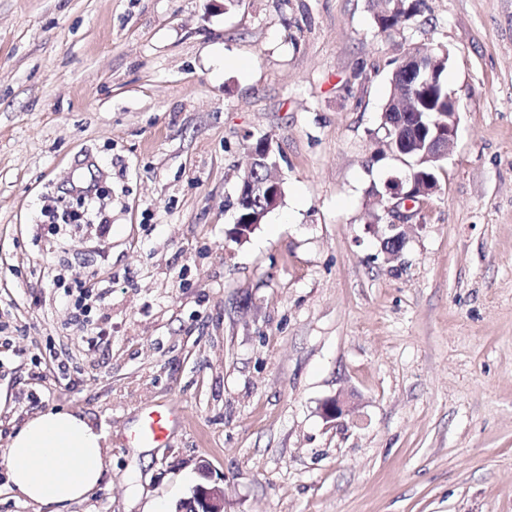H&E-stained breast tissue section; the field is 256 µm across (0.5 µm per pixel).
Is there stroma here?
Wrapping results in <instances>:
<instances>
[{"instance_id": "35a3bbf8", "label": "stroma", "mask_w": 512, "mask_h": 512, "mask_svg": "<svg viewBox=\"0 0 512 512\" xmlns=\"http://www.w3.org/2000/svg\"><path fill=\"white\" fill-rule=\"evenodd\" d=\"M410 47L447 51L460 122L389 261L366 226L408 171L380 116ZM264 135L283 196L239 242ZM90 160L111 234L62 238L109 284L96 345L36 232ZM0 336V450L48 409L109 434L84 501L31 504L0 463V512H175L205 482L224 512H512V0H424L391 34L369 0H0ZM167 400L166 445L124 447Z\"/></svg>"}]
</instances>
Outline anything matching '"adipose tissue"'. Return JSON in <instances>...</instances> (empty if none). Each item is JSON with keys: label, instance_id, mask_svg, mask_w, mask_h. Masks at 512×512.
<instances>
[{"label": "adipose tissue", "instance_id": "ef3b65f1", "mask_svg": "<svg viewBox=\"0 0 512 512\" xmlns=\"http://www.w3.org/2000/svg\"><path fill=\"white\" fill-rule=\"evenodd\" d=\"M107 434L82 413L48 410L28 418L6 444L11 488L40 505L82 501L99 483Z\"/></svg>", "mask_w": 512, "mask_h": 512}]
</instances>
